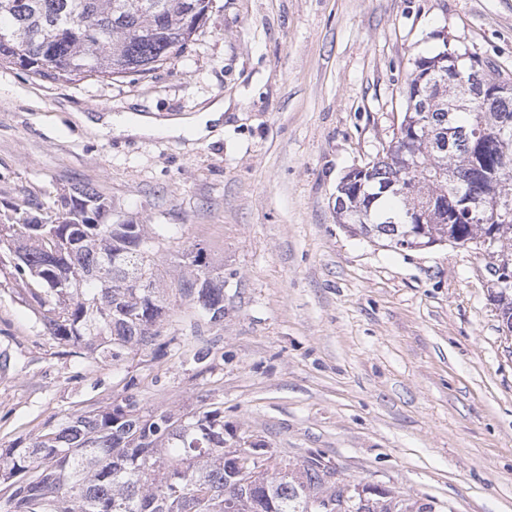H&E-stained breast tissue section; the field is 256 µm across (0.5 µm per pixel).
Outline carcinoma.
Segmentation results:
<instances>
[{"mask_svg": "<svg viewBox=\"0 0 512 512\" xmlns=\"http://www.w3.org/2000/svg\"><path fill=\"white\" fill-rule=\"evenodd\" d=\"M212 9L213 0H0V64L50 82L145 75L184 49ZM74 12L90 32L85 40L63 24ZM102 30L108 36L96 39ZM470 68L468 54L446 49L414 60L398 132L358 181L344 185L345 207L336 215L351 232L397 249L418 225L425 243L468 248L484 225L464 221L455 207L468 196L485 208L497 197L512 199V96L488 104L471 88L449 84ZM485 80L512 82V69L495 63ZM406 160L415 166L414 190L399 194L388 186L405 177ZM58 210L61 224L0 214V254H9L50 333L113 361L151 345L167 309L156 229L109 223L110 207L92 187L62 195ZM201 262L198 253L175 288L209 322H219L224 282L202 276ZM132 269L145 287H127ZM93 270L105 271L112 287H101L89 276ZM78 278L83 289L76 292L70 285ZM249 451L226 449L218 409L143 414L127 397L120 408L85 411L27 447L1 450L0 512H114L115 502L124 505L121 512H170L173 485L182 497L177 512H203L202 496L216 505L233 499L219 512H427L386 490L360 498L357 487L330 481L331 468L320 462L287 476L275 460L241 485L236 459Z\"/></svg>", "mask_w": 512, "mask_h": 512, "instance_id": "1", "label": "carcinoma"}]
</instances>
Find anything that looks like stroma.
<instances>
[{
    "instance_id": "obj_1",
    "label": "stroma",
    "mask_w": 512,
    "mask_h": 512,
    "mask_svg": "<svg viewBox=\"0 0 512 512\" xmlns=\"http://www.w3.org/2000/svg\"><path fill=\"white\" fill-rule=\"evenodd\" d=\"M512 68V0H214L147 75L52 83L0 66V212L54 220L90 186L115 224L167 229L172 281L203 250L224 320L195 334L169 290L153 346L119 362L59 343L0 265V448L136 395L143 412L224 413L228 433L432 512H512V333L486 256L397 250L338 224L336 187L442 48ZM213 132L129 136L139 116Z\"/></svg>"
}]
</instances>
